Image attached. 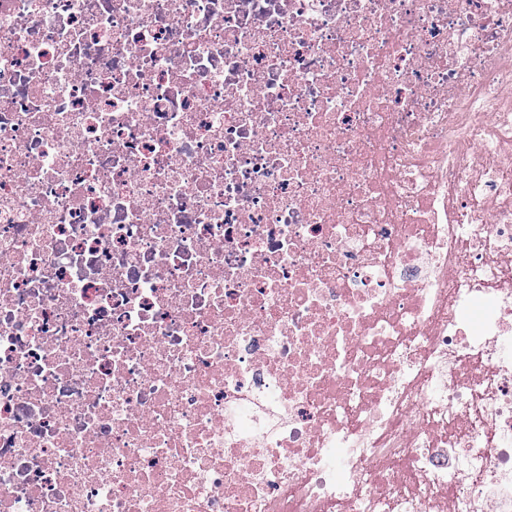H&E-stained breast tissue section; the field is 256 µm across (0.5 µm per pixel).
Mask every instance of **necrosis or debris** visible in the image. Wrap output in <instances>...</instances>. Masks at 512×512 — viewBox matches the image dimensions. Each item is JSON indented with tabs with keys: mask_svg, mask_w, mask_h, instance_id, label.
Here are the masks:
<instances>
[{
	"mask_svg": "<svg viewBox=\"0 0 512 512\" xmlns=\"http://www.w3.org/2000/svg\"><path fill=\"white\" fill-rule=\"evenodd\" d=\"M0 512H512V0H0Z\"/></svg>",
	"mask_w": 512,
	"mask_h": 512,
	"instance_id": "necrosis-or-debris-1",
	"label": "necrosis or debris"
}]
</instances>
